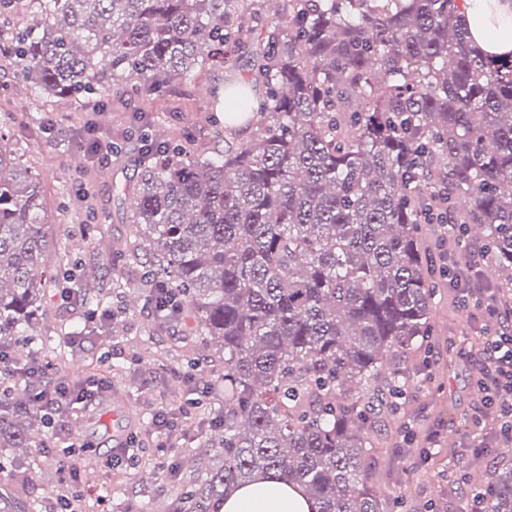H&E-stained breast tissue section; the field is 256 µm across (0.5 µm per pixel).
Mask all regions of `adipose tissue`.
<instances>
[{
	"mask_svg": "<svg viewBox=\"0 0 512 512\" xmlns=\"http://www.w3.org/2000/svg\"><path fill=\"white\" fill-rule=\"evenodd\" d=\"M461 16L487 53L512 54V0H462ZM223 512H311V505L300 487L262 474L229 495Z\"/></svg>",
	"mask_w": 512,
	"mask_h": 512,
	"instance_id": "obj_1",
	"label": "adipose tissue"
}]
</instances>
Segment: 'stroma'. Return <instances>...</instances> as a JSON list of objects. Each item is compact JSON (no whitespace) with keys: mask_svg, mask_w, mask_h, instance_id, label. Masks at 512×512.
Instances as JSON below:
<instances>
[{"mask_svg":"<svg viewBox=\"0 0 512 512\" xmlns=\"http://www.w3.org/2000/svg\"><path fill=\"white\" fill-rule=\"evenodd\" d=\"M167 100L169 113L147 128L159 139L182 118L177 111L183 103L179 92L168 93ZM32 102L28 83L0 57V136L46 190L50 246L42 262L56 269L61 252H71L77 264L71 287H90L99 300L91 307L77 299L66 303L52 294L37 332L55 342L42 350L41 361L51 367L58 356H65L70 379L104 378L112 388L92 403L56 417L50 426L49 451H0V493L16 505L34 501L39 512H57L59 499L71 493L65 466L75 458L85 467L75 512H171L180 493L218 463L207 443L215 436L212 419L224 412V393L197 398L189 379H223L224 357L206 346L189 314L164 323L156 320L147 306L143 278L153 257L141 254L139 263L131 266L124 256L132 227L120 190L136 173L137 148L147 129L136 125L133 115L145 103L130 94L125 111L117 112L111 96L88 99L89 122L84 125L73 120L74 101L55 99L48 104L50 126L37 127L31 123ZM91 130L116 143L109 163L99 164L89 152ZM449 281L445 273L436 276L431 387L411 391L404 416L389 424L399 447L381 454L388 468L382 490L389 495L406 493L408 499L395 512H422L423 504L437 497L448 512H459V491L437 484L435 471L449 468L483 483L495 466H512V447L484 454V433L466 424L478 406L475 377L484 323L476 311L458 303ZM166 406L184 407L188 418L186 436L171 439L164 448L152 417ZM77 419L85 429L79 448L69 437ZM432 432L437 435L438 455L430 466L421 463L417 440ZM131 437L137 440L131 462L112 470L93 465L94 456L124 447ZM166 461L177 464L176 478L163 469Z\"/></svg>","mask_w":512,"mask_h":512,"instance_id":"1","label":"stroma"}]
</instances>
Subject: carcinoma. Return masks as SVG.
<instances>
[{"mask_svg":"<svg viewBox=\"0 0 512 512\" xmlns=\"http://www.w3.org/2000/svg\"><path fill=\"white\" fill-rule=\"evenodd\" d=\"M460 0H0V30L39 101L116 87L164 111L177 78L209 86L205 136L142 141L129 223L156 260L147 283L189 304L224 354L221 465L173 512H222L259 473L301 485L317 512H393L375 489L387 427L431 347V224L483 228L479 250L512 307V57L467 37ZM260 36L251 75L234 55ZM249 140L219 148L224 130ZM45 189L0 146V341L34 331L60 285ZM12 357L0 448H44L49 417ZM512 512V467L484 484Z\"/></svg>","mask_w":512,"mask_h":512,"instance_id":"cac0c4a2","label":"carcinoma"}]
</instances>
